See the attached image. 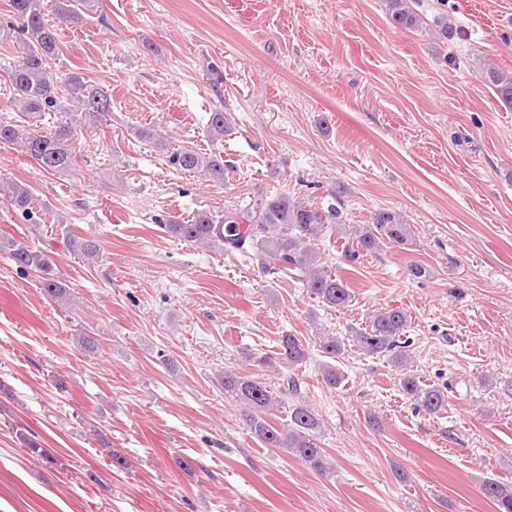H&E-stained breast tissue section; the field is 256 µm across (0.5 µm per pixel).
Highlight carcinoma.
Returning a JSON list of instances; mask_svg holds the SVG:
<instances>
[{
	"label": "carcinoma",
	"mask_w": 512,
	"mask_h": 512,
	"mask_svg": "<svg viewBox=\"0 0 512 512\" xmlns=\"http://www.w3.org/2000/svg\"><path fill=\"white\" fill-rule=\"evenodd\" d=\"M8 2L12 21L0 25V41L16 45L19 53V59L6 69L15 100L22 103L23 113L30 118H40L43 112L55 109L71 120H61L51 129L30 128L24 133L14 124L0 121V143L8 141L19 145L21 152L46 172L66 170L78 160L70 144L72 120L79 116L88 117L95 128L110 122L112 98L78 75L59 82L53 69L60 53L59 33L46 22L45 9L49 7L58 18L79 24L83 21V10L92 7V0ZM385 2L395 26L416 30L423 24V19L411 6L412 0ZM480 76L504 105L512 107V72L485 63L480 67ZM209 128L217 140L230 131L224 112L211 113ZM168 165L177 171L197 173L218 182L224 181L231 168L224 163L221 154L201 152L191 146L172 149ZM0 195L5 204L19 211L26 222L39 223L35 198L27 185L16 182L5 185L0 181ZM333 199L336 203L325 205L321 201L298 199L286 193L260 195L245 210H204L194 213L186 221L172 220L164 228L176 238L203 247L240 251L271 282H287L305 288L323 305L342 309L349 306L352 293L320 251L318 241L333 233L342 237V253L355 261L363 254L375 252L387 241L398 246L409 244L411 227L397 212L383 209L373 214L371 224L347 237L342 231L340 195L334 194ZM227 224L245 225V231L228 244L224 242ZM64 238L69 252L87 260L100 257L96 241L68 229L64 231ZM0 248L7 252L19 273L37 274L47 297L55 302L69 301V291L57 276L56 263L49 252L8 237L0 241ZM410 322L411 316L404 309H380L370 316L368 327L357 332L352 341L368 356H388L400 372L399 385L403 394L426 413L435 414L447 404V395L438 386L424 384L415 373L408 343L403 340ZM318 345L330 359L322 369L323 381L335 388L344 380V374L333 361L343 355L344 346L334 336L318 337ZM307 357V345L300 337L289 334L279 340L277 355L265 354L256 359L259 366L273 370L280 362L288 366L290 373L283 376L277 388L269 387L253 375L232 370L218 375L217 383L224 394L242 405L250 433L264 447L283 448L301 459L309 469L323 473L327 470V454L319 445L322 423L315 411L300 399V381L293 372ZM286 399L293 400L288 420L280 426L275 425L269 419V412L284 405ZM484 495L494 502L499 512H512V486L488 481L484 485Z\"/></svg>",
	"instance_id": "carcinoma-1"
}]
</instances>
